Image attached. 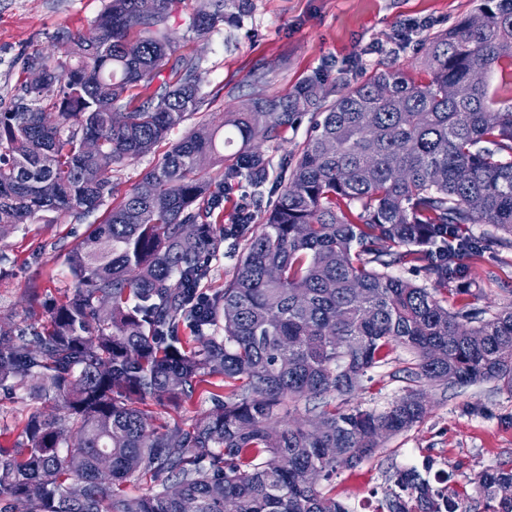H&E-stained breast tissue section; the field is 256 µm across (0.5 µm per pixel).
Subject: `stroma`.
Here are the masks:
<instances>
[{
  "mask_svg": "<svg viewBox=\"0 0 512 512\" xmlns=\"http://www.w3.org/2000/svg\"><path fill=\"white\" fill-rule=\"evenodd\" d=\"M104 3L0 0V109L24 82L28 56L56 53L61 30L87 32ZM197 3L181 0L170 29L181 54L200 58L205 99L198 114L171 132L173 142L199 122L223 125L225 112L253 91V76L261 71L269 74L262 90L270 96L322 77L330 102L386 69L423 78L420 62L429 37L474 14L480 0H252L240 24L203 38L188 28ZM103 217L98 211L85 221L68 216L50 224L41 212L26 230L1 241L8 261L0 266V314L22 311L30 287L55 296L68 287L65 257ZM468 275L482 304H512V249L485 253L470 262ZM410 361L407 351L396 349L391 364L372 369L369 388L355 393L351 405L380 410L401 397ZM424 391L430 411L422 423L387 440L372 459L337 473L332 493L350 512H372L396 470L421 466L429 457L434 471L449 473L451 491L471 489L477 474L512 461V393L491 381L461 388L428 385ZM211 392L204 384L192 399L152 402L148 408L157 423L185 428L210 407Z\"/></svg>",
  "mask_w": 512,
  "mask_h": 512,
  "instance_id": "obj_1",
  "label": "stroma"
}]
</instances>
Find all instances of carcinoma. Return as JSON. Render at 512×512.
Listing matches in <instances>:
<instances>
[{"mask_svg": "<svg viewBox=\"0 0 512 512\" xmlns=\"http://www.w3.org/2000/svg\"><path fill=\"white\" fill-rule=\"evenodd\" d=\"M175 3L145 17L139 0H106L88 33L28 58L0 111V238L38 212L81 219L108 205L113 172L199 109L200 62L170 36ZM250 6L200 0L188 29L203 38ZM478 14V28L467 16L429 38L424 81L379 72L327 105L315 77L280 97L253 92L221 129L199 123L69 251L72 291L49 302L34 286L23 316L0 318V396L57 410L30 413L0 448V512H349L326 484L424 420L421 384L512 393V308L477 306L466 265L512 248V101L486 80L512 69V0H482ZM165 68L177 80L135 104L131 91ZM309 113L298 158L281 163L287 182L269 189L254 130L277 141ZM216 158L218 182L203 175ZM241 176L249 191L226 224L225 184ZM468 224L496 234L465 235ZM227 238L241 247L233 275L207 293ZM406 265L433 288L392 274ZM463 295L473 301L448 306ZM398 347L414 356L405 393L379 411L348 405ZM211 378L227 397L186 429L152 425L147 400H190ZM301 410L323 427L293 418ZM433 466L398 471L376 512H471L467 494L424 476ZM141 480L148 493L124 492ZM474 484L487 512H512L500 494L512 463Z\"/></svg>", "mask_w": 512, "mask_h": 512, "instance_id": "cac0c4a2", "label": "carcinoma"}]
</instances>
